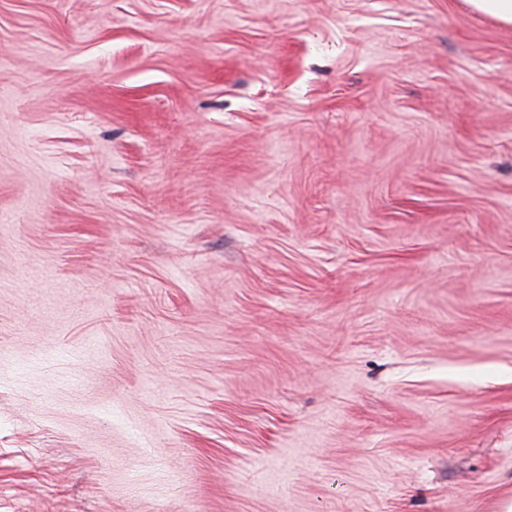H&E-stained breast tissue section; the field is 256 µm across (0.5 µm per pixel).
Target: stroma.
<instances>
[{
  "mask_svg": "<svg viewBox=\"0 0 512 512\" xmlns=\"http://www.w3.org/2000/svg\"><path fill=\"white\" fill-rule=\"evenodd\" d=\"M511 499L512 26L0 0V512Z\"/></svg>",
  "mask_w": 512,
  "mask_h": 512,
  "instance_id": "stroma-1",
  "label": "stroma"
}]
</instances>
